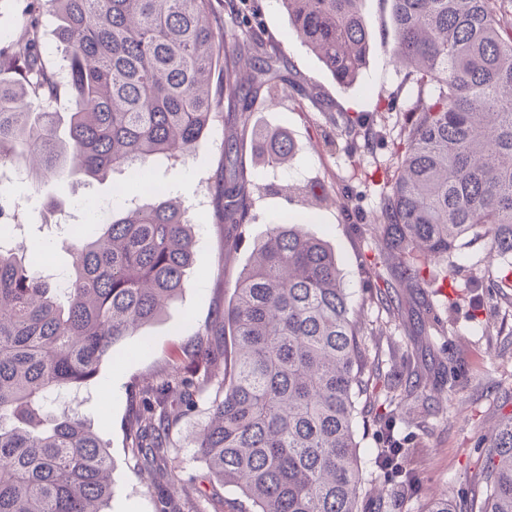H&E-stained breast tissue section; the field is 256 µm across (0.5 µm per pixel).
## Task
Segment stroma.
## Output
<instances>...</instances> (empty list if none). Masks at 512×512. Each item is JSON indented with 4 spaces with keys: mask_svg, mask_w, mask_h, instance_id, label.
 I'll use <instances>...</instances> for the list:
<instances>
[{
    "mask_svg": "<svg viewBox=\"0 0 512 512\" xmlns=\"http://www.w3.org/2000/svg\"><path fill=\"white\" fill-rule=\"evenodd\" d=\"M254 7L264 38L280 43L298 86L258 104L251 122L287 132L295 154L286 166L267 167L252 134H244L248 220L239 226L238 248L231 252L224 249V227L213 217L209 193L220 175L228 117L214 121L204 145L184 161L153 163L159 181L186 179L181 198L196 220L190 277L181 299L139 335L128 337L94 384L65 398L109 446L115 494L106 512H156L159 497L169 493L162 471L143 469L127 447L138 388L166 374L172 360L193 349L232 297L253 243L285 219L305 225L335 252L366 351L387 373L365 422L356 425L364 512H423L428 498L440 492L459 503L479 498L475 475L483 446L504 409V394L512 392V288L498 287L497 266L488 262L479 236L463 240L451 263L431 264L426 285L402 289L396 312L382 304L367 268L380 248L373 226L397 167L402 115L418 93L391 58L392 4L363 0L371 48L350 87L336 83L293 33L280 0H254ZM6 189L16 203L18 223L25 226L24 245L51 241L61 269L70 263L66 236L42 228L44 202H59L70 224L90 223V204L113 202L110 181L88 184L79 176L49 183L38 193L24 179ZM425 303L434 306L438 324L421 322ZM408 361L417 366L429 399L395 409L384 390L405 387ZM389 414L396 420V436L411 452L414 486L408 491L374 464V451L383 445L378 419ZM206 420L201 408L181 412L168 428L171 453L180 461L189 494L204 500L206 512H240L247 500L231 486L212 495L209 472L194 452V435Z\"/></svg>",
    "mask_w": 512,
    "mask_h": 512,
    "instance_id": "35a3bbf8",
    "label": "stroma"
}]
</instances>
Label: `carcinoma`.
<instances>
[{
  "mask_svg": "<svg viewBox=\"0 0 512 512\" xmlns=\"http://www.w3.org/2000/svg\"><path fill=\"white\" fill-rule=\"evenodd\" d=\"M288 22L337 83L358 77L371 35L360 0H280ZM392 56L418 87L403 115L405 139L375 233L373 274L400 305L427 263L446 261L471 234L512 257V11L504 0H391ZM19 35L0 44V163H24L38 188L97 179L195 152L224 106L245 127L261 90L295 87L242 9L214 0H27ZM58 19L64 47L44 59L40 9ZM234 32L228 46L224 33ZM431 89L424 94L425 89ZM65 100L62 115L43 105ZM240 141H224L210 190L218 223L248 214ZM295 151L285 132L264 138L278 168ZM193 221L172 192L110 211L70 231L64 282L44 255L0 245V512H106L113 495L107 444L63 395L98 377L115 347L182 297L194 261ZM217 330L141 390L128 448L182 483L166 440L169 412L207 401L195 438L215 484L233 485L251 512H360L355 424L359 400L382 368L365 359L335 253L305 225L273 224L256 241ZM401 448H379V468L409 480ZM484 499L471 512H512V413L484 450Z\"/></svg>",
  "mask_w": 512,
  "mask_h": 512,
  "instance_id": "1",
  "label": "carcinoma"
}]
</instances>
